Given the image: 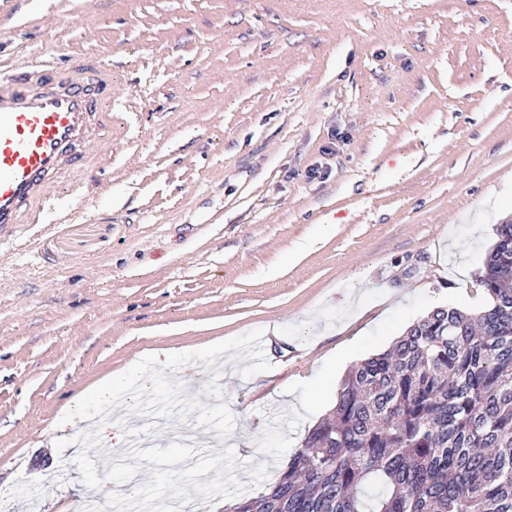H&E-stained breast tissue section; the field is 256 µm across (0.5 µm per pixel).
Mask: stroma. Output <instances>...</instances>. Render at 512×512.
<instances>
[{"mask_svg":"<svg viewBox=\"0 0 512 512\" xmlns=\"http://www.w3.org/2000/svg\"><path fill=\"white\" fill-rule=\"evenodd\" d=\"M0 24V72L95 53L120 78L81 195L0 245V512H83L98 483L140 512L257 496L354 365L433 308L486 307L512 0H0ZM66 417L142 422L135 483Z\"/></svg>","mask_w":512,"mask_h":512,"instance_id":"1","label":"stroma"}]
</instances>
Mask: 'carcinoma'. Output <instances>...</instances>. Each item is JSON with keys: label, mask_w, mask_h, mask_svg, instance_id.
Here are the masks:
<instances>
[{"label": "carcinoma", "mask_w": 512, "mask_h": 512, "mask_svg": "<svg viewBox=\"0 0 512 512\" xmlns=\"http://www.w3.org/2000/svg\"><path fill=\"white\" fill-rule=\"evenodd\" d=\"M487 309L437 307L356 365L279 479L234 512H512V222Z\"/></svg>", "instance_id": "cac0c4a2"}]
</instances>
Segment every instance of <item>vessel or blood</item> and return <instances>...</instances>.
<instances>
[{
    "mask_svg": "<svg viewBox=\"0 0 512 512\" xmlns=\"http://www.w3.org/2000/svg\"><path fill=\"white\" fill-rule=\"evenodd\" d=\"M116 88L111 70L85 55L64 71L35 64L0 78V237L41 223L89 132L111 138Z\"/></svg>",
    "mask_w": 512,
    "mask_h": 512,
    "instance_id": "1",
    "label": "vessel or blood"
}]
</instances>
